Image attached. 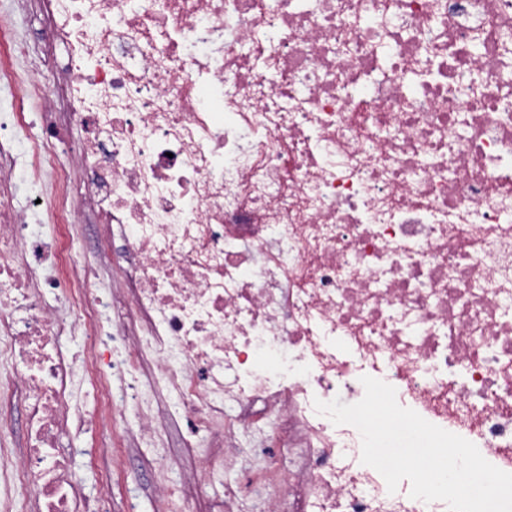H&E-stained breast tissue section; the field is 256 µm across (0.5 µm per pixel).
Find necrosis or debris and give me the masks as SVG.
I'll list each match as a JSON object with an SVG mask.
<instances>
[{
  "instance_id": "necrosis-or-debris-1",
  "label": "necrosis or debris",
  "mask_w": 512,
  "mask_h": 512,
  "mask_svg": "<svg viewBox=\"0 0 512 512\" xmlns=\"http://www.w3.org/2000/svg\"><path fill=\"white\" fill-rule=\"evenodd\" d=\"M37 4L59 77L29 165L55 224L83 172L146 333L116 328L87 264L29 233L15 102L0 118V371L27 435L0 456L7 512L15 484L34 512H105L58 440L86 424L84 385L126 405L112 379L146 351L192 432L223 425L222 456L259 473L226 487L228 512H448L409 481L389 492L359 431L316 411L360 401L364 375L512 473V0ZM67 126L82 135L68 164ZM254 408L280 428L259 452L237 432Z\"/></svg>"
}]
</instances>
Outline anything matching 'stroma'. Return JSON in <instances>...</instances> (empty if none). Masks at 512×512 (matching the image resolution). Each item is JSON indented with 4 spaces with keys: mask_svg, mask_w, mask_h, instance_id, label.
Here are the masks:
<instances>
[{
    "mask_svg": "<svg viewBox=\"0 0 512 512\" xmlns=\"http://www.w3.org/2000/svg\"><path fill=\"white\" fill-rule=\"evenodd\" d=\"M12 39L26 42L30 57L23 66L34 69L42 59V24L35 7L16 10L9 21ZM154 415L156 438L144 441L139 432L142 403ZM80 403L88 417L79 434L60 437L61 448L70 456L88 498H97L103 484L112 489L111 512H176L175 505L162 503L155 490L158 479L181 484L185 473L197 465L203 453L215 445L211 434H192L182 417L177 399L162 388L146 389L141 401L127 404L122 413V430L104 439L101 422L95 418L97 404L84 393ZM25 426L24 395L13 390L0 374V447L19 448ZM247 464L215 462L212 483L196 502L197 512H224V488L246 479Z\"/></svg>",
    "mask_w": 512,
    "mask_h": 512,
    "instance_id": "stroma-1",
    "label": "stroma"
}]
</instances>
